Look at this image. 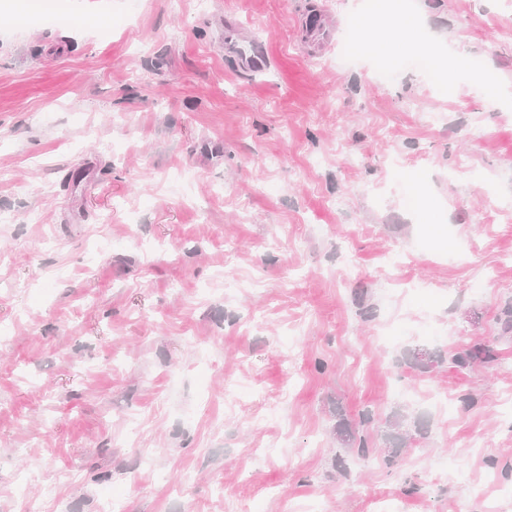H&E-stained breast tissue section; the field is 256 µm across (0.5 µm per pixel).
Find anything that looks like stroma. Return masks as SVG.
<instances>
[{"mask_svg": "<svg viewBox=\"0 0 512 512\" xmlns=\"http://www.w3.org/2000/svg\"><path fill=\"white\" fill-rule=\"evenodd\" d=\"M307 2L0 0V512H512V10ZM224 50L237 60L243 71H260L267 65L268 58L262 45L247 40L234 27H226L224 31Z\"/></svg>", "mask_w": 512, "mask_h": 512, "instance_id": "stroma-1", "label": "stroma"}]
</instances>
